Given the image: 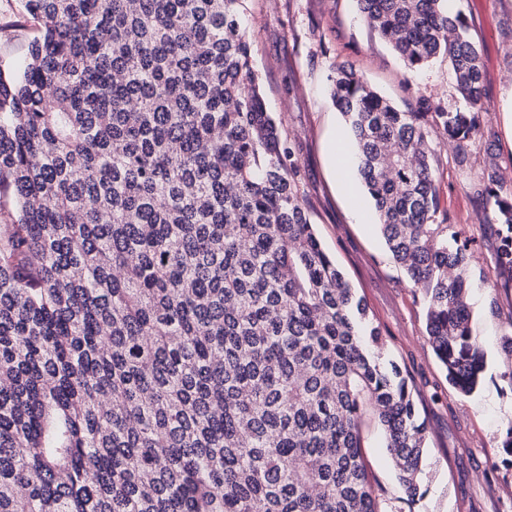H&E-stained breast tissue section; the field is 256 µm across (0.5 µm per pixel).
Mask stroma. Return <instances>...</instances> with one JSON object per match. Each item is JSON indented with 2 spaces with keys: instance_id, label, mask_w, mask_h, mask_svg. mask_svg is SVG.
Here are the masks:
<instances>
[{
  "instance_id": "35a3bbf8",
  "label": "stroma",
  "mask_w": 512,
  "mask_h": 512,
  "mask_svg": "<svg viewBox=\"0 0 512 512\" xmlns=\"http://www.w3.org/2000/svg\"><path fill=\"white\" fill-rule=\"evenodd\" d=\"M451 6L466 16L483 63L481 134L468 162L459 164L456 145L442 130L433 134L439 218L470 242L471 328L486 353L483 382L469 395L449 384L432 350L422 289L392 259L364 189L345 190L355 173L335 171L332 157L334 135L347 132L330 96L336 67L353 68L402 111H417L426 99L467 109L447 59L407 70L364 22L356 0H247L254 66L268 111L284 121L311 222L380 327L383 359L402 370L426 425L421 495L410 503L381 425L365 417L364 461L381 512H512V456L503 450L512 424V381L506 377L512 357L500 344L512 332V287H491L498 276L500 233L479 220L489 205L480 192L486 154H493L501 170H512V85L501 80L512 72V0H451ZM36 34L22 0H0V60L22 63Z\"/></svg>"
}]
</instances>
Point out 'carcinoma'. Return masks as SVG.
Instances as JSON below:
<instances>
[{
	"mask_svg": "<svg viewBox=\"0 0 512 512\" xmlns=\"http://www.w3.org/2000/svg\"><path fill=\"white\" fill-rule=\"evenodd\" d=\"M0 63V512H380L374 416L407 500L426 428L384 340L323 249L268 112L246 0H23ZM410 70L448 58L479 134L481 54L448 0H357ZM331 98L385 243L424 289L448 381H482L469 249L437 221L432 136L355 70ZM484 224L512 193L485 168ZM22 0H0V60L20 64L36 36V23L26 15Z\"/></svg>",
	"mask_w": 512,
	"mask_h": 512,
	"instance_id": "1",
	"label": "carcinoma"
}]
</instances>
